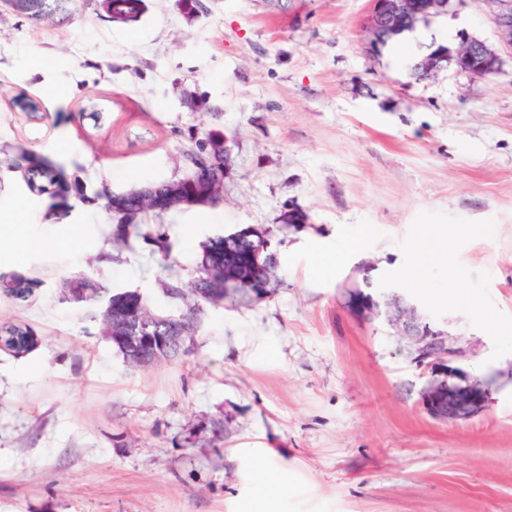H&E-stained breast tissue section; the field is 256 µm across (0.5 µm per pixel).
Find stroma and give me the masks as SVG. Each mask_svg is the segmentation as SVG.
Returning a JSON list of instances; mask_svg holds the SVG:
<instances>
[{
	"label": "stroma",
	"instance_id": "35a3bbf8",
	"mask_svg": "<svg viewBox=\"0 0 512 512\" xmlns=\"http://www.w3.org/2000/svg\"><path fill=\"white\" fill-rule=\"evenodd\" d=\"M144 2L126 23L101 0L51 22L0 6V225L74 233L37 253L0 243V283L32 284L0 286V326L39 339L0 349V512H512V52L487 77L407 70L450 26L497 43L484 0L376 56L370 0H202L191 16ZM211 130L231 146L219 202L141 214L166 252L116 244L101 195L182 177L190 134ZM21 148L93 204L32 192ZM293 207L307 223H286ZM245 224L268 231L279 286L205 306L177 360L127 362L102 302L61 299L88 278L177 311L163 283L189 291L204 242ZM366 262L467 349L463 368L492 381L486 411L426 413L430 369L347 305ZM452 269L474 304L449 295Z\"/></svg>",
	"mask_w": 512,
	"mask_h": 512
}]
</instances>
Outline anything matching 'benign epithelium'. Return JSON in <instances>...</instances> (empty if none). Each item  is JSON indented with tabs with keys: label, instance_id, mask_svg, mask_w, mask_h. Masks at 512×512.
Wrapping results in <instances>:
<instances>
[{
	"label": "benign epithelium",
	"instance_id": "7a95c632",
	"mask_svg": "<svg viewBox=\"0 0 512 512\" xmlns=\"http://www.w3.org/2000/svg\"><path fill=\"white\" fill-rule=\"evenodd\" d=\"M466 0H372L368 18V49L374 53L381 47L385 34L423 20L443 17L457 11ZM489 8L496 26L499 45L462 31L458 46L438 47L417 62L419 73L431 76L444 66L454 67L456 73L473 77H486L499 71L503 64L500 47L512 50V0H483ZM231 149L228 142H215L210 153L191 162L190 171L183 177L167 182L166 189L156 192L150 188L139 190L147 196L150 209L159 214L179 206H204L215 201V186L224 183V172L229 167ZM233 237L247 242L243 263L249 265L257 277L250 281L254 296L260 300L270 298L263 274L269 262L271 247L266 230L249 225L236 230ZM202 280L222 282L224 295L212 299L219 303L237 293L238 278L235 270L217 260L207 265ZM119 302L109 298L105 302L103 319L112 324L116 336L126 340L128 351L139 364L153 363L170 351L183 349L182 337L168 331L163 335L157 323L143 316L144 295L138 290H124L118 294ZM358 310L366 315H384L414 348L417 359H428L439 365V371L428 382L421 394L422 405L435 419L467 421L485 408L489 398V384L472 378L461 366L466 350L448 341V331L430 324L417 308L402 294L382 295V301L370 297Z\"/></svg>",
	"mask_w": 512,
	"mask_h": 512
}]
</instances>
